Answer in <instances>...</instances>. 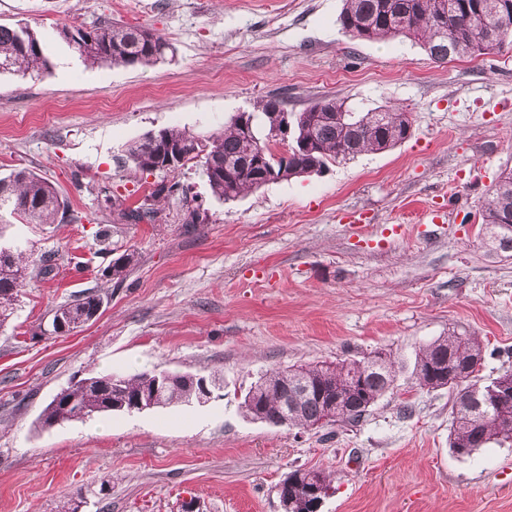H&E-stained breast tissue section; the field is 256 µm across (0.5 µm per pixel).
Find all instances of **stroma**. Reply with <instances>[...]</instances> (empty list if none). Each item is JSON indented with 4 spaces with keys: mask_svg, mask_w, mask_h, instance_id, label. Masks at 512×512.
Wrapping results in <instances>:
<instances>
[{
    "mask_svg": "<svg viewBox=\"0 0 512 512\" xmlns=\"http://www.w3.org/2000/svg\"><path fill=\"white\" fill-rule=\"evenodd\" d=\"M342 0H0L28 23L47 77L0 74V174L26 168L64 200L52 224L0 211V239L51 265L0 327V512H55L90 491L88 512H281L294 469L331 478L320 512H512V445L452 453V399L419 388L417 353L456 331L477 337L489 384L512 368V257L489 254L479 209L512 171V46L432 61L411 41L354 40ZM110 22L163 34L151 67H89L57 35ZM292 112L333 98L354 112L403 107L394 148L270 183L233 202L198 165L175 174L152 220L126 223L156 178L131 144L178 126L208 134L258 100ZM437 235L430 211L447 197ZM134 265L117 284L103 271ZM92 292L99 316L44 335L54 309ZM390 352L396 380L355 426L298 431L243 414L267 371ZM179 371L215 379L211 398L40 428L62 388L91 373ZM106 497H99V487Z\"/></svg>",
    "mask_w": 512,
    "mask_h": 512,
    "instance_id": "1",
    "label": "stroma"
}]
</instances>
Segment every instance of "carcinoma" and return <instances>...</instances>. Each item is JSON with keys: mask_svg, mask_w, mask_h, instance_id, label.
I'll return each mask as SVG.
<instances>
[{"mask_svg": "<svg viewBox=\"0 0 512 512\" xmlns=\"http://www.w3.org/2000/svg\"><path fill=\"white\" fill-rule=\"evenodd\" d=\"M341 30L359 40L407 39L421 47L436 62L454 57H479L512 45V0H343L338 16ZM58 36L88 66H151L166 59L169 42L144 26L109 23L93 29L62 25ZM12 72L45 76L51 63L37 32L28 26L0 25V73ZM261 112L247 113L251 132L238 127L239 115L224 129L206 136L185 129L164 128L130 145L128 160L139 171L154 175L161 150L179 148L184 161L202 159V174L213 195L224 201L294 177L310 176L327 163L353 157L365 151H386L410 136L406 113L393 106L357 113L334 99L321 101L318 112L285 113L281 99L259 102ZM292 123L288 155L278 156L273 147L278 140L271 132L284 120ZM175 185L161 180L136 208L118 209L119 218L137 222L157 212ZM64 201L53 183L37 173L19 169L0 176V210L8 208L24 224L55 223ZM481 224L488 237L489 252L512 253V172L503 175L481 207ZM133 262L128 253L114 259L108 276L120 283ZM39 275L53 271L48 265L34 268V260L20 246L0 245V327L14 313L19 289L32 270ZM102 298L89 293L58 306L52 313L51 332L61 326L76 329L89 321L101 306ZM484 347L476 337L451 332L429 343L414 363L417 384L428 390L448 389L452 396V424L449 448L460 457L470 456L489 444L512 443V369L505 370L488 385L458 381L451 372L462 374L481 364ZM368 372L353 389L344 387L355 363H327L305 367L313 387L327 396L342 394L338 422L356 424L391 388L395 362L391 355L376 351L367 357ZM295 368L275 369L263 375L241 403L252 419L276 425L283 405H288V428L306 430L312 420L325 412L326 402L298 387ZM160 388V400L168 405L197 397V387L178 372L168 373V382L156 383V372H142L120 378L97 374L69 388L72 405L51 400L41 414L45 423L72 420L83 415L112 414L121 404L140 393ZM306 470L288 474V495L294 499L293 512H312L306 490Z\"/></svg>", "mask_w": 512, "mask_h": 512, "instance_id": "1", "label": "carcinoma"}]
</instances>
